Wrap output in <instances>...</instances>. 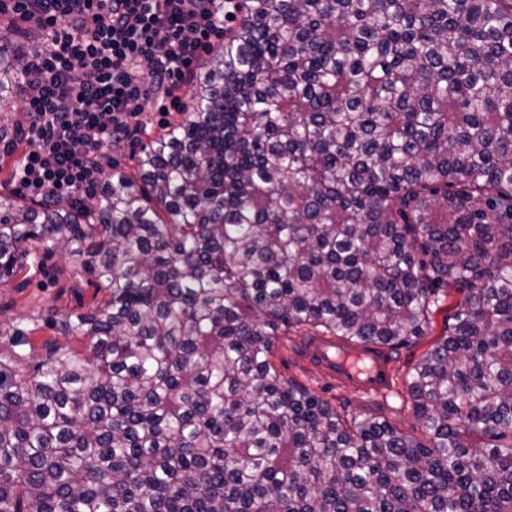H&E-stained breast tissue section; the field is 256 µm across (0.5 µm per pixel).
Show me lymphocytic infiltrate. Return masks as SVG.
Returning <instances> with one entry per match:
<instances>
[{"mask_svg": "<svg viewBox=\"0 0 512 512\" xmlns=\"http://www.w3.org/2000/svg\"><path fill=\"white\" fill-rule=\"evenodd\" d=\"M238 0H0L45 35L24 70L28 152L15 178L43 199L100 187L114 143L179 103L193 66Z\"/></svg>", "mask_w": 512, "mask_h": 512, "instance_id": "1", "label": "lymphocytic infiltrate"}]
</instances>
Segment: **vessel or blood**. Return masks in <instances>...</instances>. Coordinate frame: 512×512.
<instances>
[{"label": "vessel or blood", "mask_w": 512, "mask_h": 512, "mask_svg": "<svg viewBox=\"0 0 512 512\" xmlns=\"http://www.w3.org/2000/svg\"><path fill=\"white\" fill-rule=\"evenodd\" d=\"M304 360L329 381L348 384L371 394L392 385V361L387 349L332 336H314L302 348Z\"/></svg>", "instance_id": "vessel-or-blood-1"}]
</instances>
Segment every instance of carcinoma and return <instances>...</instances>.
Wrapping results in <instances>:
<instances>
[{
  "mask_svg": "<svg viewBox=\"0 0 512 512\" xmlns=\"http://www.w3.org/2000/svg\"><path fill=\"white\" fill-rule=\"evenodd\" d=\"M183 118L88 199L0 194V512H512V0H239ZM32 32L0 33V100ZM421 436L284 379L282 331L395 354ZM52 330L71 341L38 343ZM46 268L50 273L35 272L33 268L27 273L28 269H26L21 277L27 273L28 283L19 292L12 288H7L6 291H2V294L0 292L2 303L10 306L0 316L2 322L13 318L29 317L49 307H56L62 312L84 311L88 307L94 289L86 284L83 277L76 275L75 269L78 268V264L75 258L56 253L46 262ZM58 269H64L67 281L75 284L77 288L61 295L53 278V274H56Z\"/></svg>",
  "mask_w": 512,
  "mask_h": 512,
  "instance_id": "carcinoma-1",
  "label": "carcinoma"
}]
</instances>
